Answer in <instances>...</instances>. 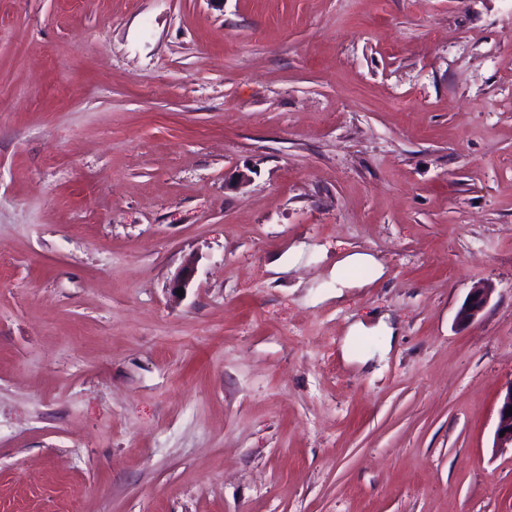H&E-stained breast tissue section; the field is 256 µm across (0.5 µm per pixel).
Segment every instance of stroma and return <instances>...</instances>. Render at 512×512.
<instances>
[{
	"label": "stroma",
	"instance_id": "35a3bbf8",
	"mask_svg": "<svg viewBox=\"0 0 512 512\" xmlns=\"http://www.w3.org/2000/svg\"><path fill=\"white\" fill-rule=\"evenodd\" d=\"M510 382L512 0H0V512H512ZM375 263L376 260L369 254L354 253L344 257L336 263V283L341 288L359 287L360 282L352 276L353 271L360 266ZM492 289L489 285H476L471 288L457 313L458 320L462 323L474 321L487 306ZM509 408H512V382L506 385L499 396L494 448L512 449V415H509ZM501 431H504L503 436H500Z\"/></svg>",
	"mask_w": 512,
	"mask_h": 512
}]
</instances>
